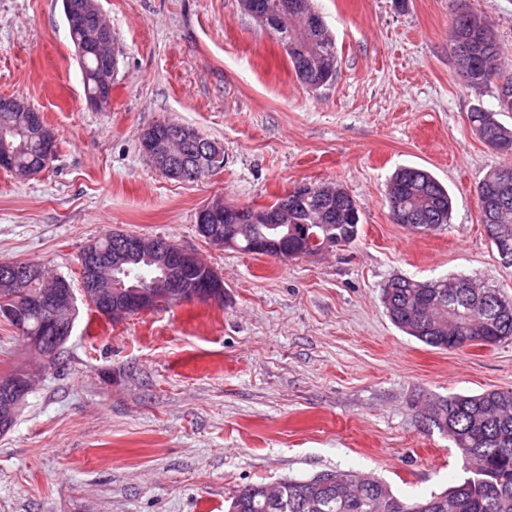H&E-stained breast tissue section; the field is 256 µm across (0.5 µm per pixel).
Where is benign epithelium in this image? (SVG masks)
<instances>
[{
  "label": "benign epithelium",
  "instance_id": "7a95c632",
  "mask_svg": "<svg viewBox=\"0 0 512 512\" xmlns=\"http://www.w3.org/2000/svg\"><path fill=\"white\" fill-rule=\"evenodd\" d=\"M65 16L69 26L85 21L93 26L97 38L84 46L89 53L103 56V64L95 77L98 92L87 98L89 106L103 111L112 103V53L104 55L103 47L109 41L111 29L103 18L98 0H64ZM0 108L17 114L16 123L0 128V165L10 169L18 177H27L38 173L36 169L19 171L13 163L14 153L21 146H12L11 138L22 133L24 127H34L33 107L25 100L10 96H0ZM189 143L194 146L193 154L197 170L211 173L224 164V150L216 142L199 139V135L184 126H149L140 136L139 147L142 154L152 165L169 177H177L178 153L172 143ZM224 205L221 198L206 202L198 212V228L211 245L226 247L232 240L211 233L206 221L210 215ZM134 257H143L161 269V276L155 278L147 288L140 286L115 284L112 282V270L123 268V264ZM38 271L15 269L5 276L8 288H22L28 275ZM82 293L85 301H96L106 315L122 319L133 312L153 309L156 304L166 300L172 304L189 299L218 300L224 297V283L221 277L209 266L199 265V257L192 250L176 247L156 237L138 234H124L118 239L116 247L103 251L90 243L83 249L81 266ZM46 303L55 312L71 315L75 308L72 289H52L46 297ZM30 379L26 374H13L0 380V415L7 421L12 418L28 393Z\"/></svg>",
  "mask_w": 512,
  "mask_h": 512
}]
</instances>
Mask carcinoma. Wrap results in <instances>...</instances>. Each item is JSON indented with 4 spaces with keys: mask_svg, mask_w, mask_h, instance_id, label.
Instances as JSON below:
<instances>
[{
    "mask_svg": "<svg viewBox=\"0 0 512 512\" xmlns=\"http://www.w3.org/2000/svg\"><path fill=\"white\" fill-rule=\"evenodd\" d=\"M243 10L252 16V6L274 14L270 30L278 40L286 39L288 62L297 79L315 91L336 79L339 64L336 41L311 0H292L288 12H276L278 0H240ZM451 43L460 47L455 57L457 68L469 72L466 85L478 87L497 78L496 111L480 106L470 112L469 121L478 138L487 146L512 155V128L503 125L497 115L506 111L500 104L504 92L512 97V69L499 66V48L493 39L452 17ZM85 94L97 92L95 72L97 56L79 57ZM18 166L45 168L44 151L37 143L16 157ZM498 170L490 171L483 182L493 193L508 197L501 208L500 221L485 225L492 245L499 234L512 239V183L497 187ZM306 192L288 202L285 224L245 223L238 210L265 208L229 205L224 216L211 220V228L229 234L236 248L248 251L249 243L265 241L268 251L276 250L288 238V250L297 257L318 254L302 237L303 230L333 247L355 241L360 232V207L348 190L325 183L305 184ZM393 222L413 231L417 224H428L440 231L449 224L452 199L448 190L427 170L404 166L395 171L387 190ZM130 277L148 286L158 270L145 261L128 266ZM43 281L28 279V288L16 296L9 288H0V307L10 305L14 317L8 323L31 340L50 337L47 324L54 320L49 311L28 308V299L39 295ZM381 301L391 322L423 344L455 350L468 346L493 347L512 338V300L493 282L477 283L462 276L432 280L396 277L384 285ZM422 423L448 437L459 451L468 477L447 490L417 499H402L377 478H361L341 470L321 472L311 478L289 479L280 483L278 499L270 503L264 486L250 484L230 497L228 512H512V390H489L475 395L453 394L427 401L420 413Z\"/></svg>",
    "mask_w": 512,
    "mask_h": 512,
    "instance_id": "carcinoma-1",
    "label": "carcinoma"
}]
</instances>
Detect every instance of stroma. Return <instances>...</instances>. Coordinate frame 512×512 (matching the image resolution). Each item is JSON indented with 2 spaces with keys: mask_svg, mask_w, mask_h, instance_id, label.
Returning <instances> with one entry per match:
<instances>
[{
  "mask_svg": "<svg viewBox=\"0 0 512 512\" xmlns=\"http://www.w3.org/2000/svg\"><path fill=\"white\" fill-rule=\"evenodd\" d=\"M119 51L109 109H91L62 0H0V95L44 115L56 152L20 181L0 169V262L29 261L80 290L90 241L121 230L196 251L224 279L220 303L184 302L115 321L76 304L51 365L0 318V376L35 382L0 434V512H227L246 484L333 469L378 477L402 498L464 477L450 441L423 427L425 399L512 389V339L438 350L387 317L396 276L459 274L512 298L480 222L476 187L505 155L472 131L496 88L455 76L457 0H314L339 71L312 91L240 0H100ZM512 66V0H468ZM190 126L224 146L221 171L166 177L141 129ZM430 171L453 199L447 228L394 224V171ZM335 183L357 200L356 241L279 261L196 232L220 196L268 205ZM224 205V200L221 198L217 199H211L208 202H206L199 210L198 212V228L200 230V233L205 237L204 239L207 240L211 245L215 247H226L229 244L234 245V242L231 239H225L222 238L220 235H213L207 227V224L205 222L210 217V215L216 211L219 210L221 206ZM197 228V230H198Z\"/></svg>",
  "mask_w": 512,
  "mask_h": 512,
  "instance_id": "35a3bbf8",
  "label": "stroma"
}]
</instances>
